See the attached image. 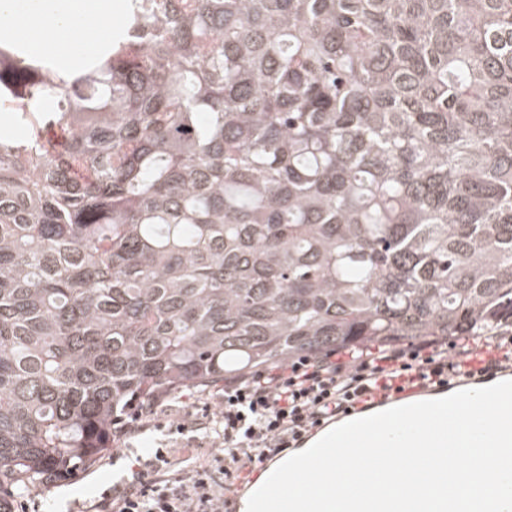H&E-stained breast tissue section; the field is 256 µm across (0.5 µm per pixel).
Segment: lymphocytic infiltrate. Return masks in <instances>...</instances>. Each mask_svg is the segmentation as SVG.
<instances>
[{
	"label": "lymphocytic infiltrate",
	"instance_id": "1",
	"mask_svg": "<svg viewBox=\"0 0 512 512\" xmlns=\"http://www.w3.org/2000/svg\"><path fill=\"white\" fill-rule=\"evenodd\" d=\"M469 345L447 352L423 340L384 350L350 349L302 356L288 363L224 379L211 418L223 449L211 464L167 479L170 458L156 449L145 470L112 501V512H224V496L245 469L256 467L301 442L306 433L349 412L362 396L392 388L396 379L424 381L460 372Z\"/></svg>",
	"mask_w": 512,
	"mask_h": 512
}]
</instances>
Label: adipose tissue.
Segmentation results:
<instances>
[{
  "label": "adipose tissue",
  "mask_w": 512,
  "mask_h": 512,
  "mask_svg": "<svg viewBox=\"0 0 512 512\" xmlns=\"http://www.w3.org/2000/svg\"><path fill=\"white\" fill-rule=\"evenodd\" d=\"M23 15L40 17L44 28L20 30L17 20ZM111 21L112 0H0V35L20 38L32 56L43 55L90 23Z\"/></svg>",
  "instance_id": "1"
}]
</instances>
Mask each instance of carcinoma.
<instances>
[{
	"instance_id": "carcinoma-1",
	"label": "carcinoma",
	"mask_w": 512,
	"mask_h": 512,
	"mask_svg": "<svg viewBox=\"0 0 512 512\" xmlns=\"http://www.w3.org/2000/svg\"><path fill=\"white\" fill-rule=\"evenodd\" d=\"M0 45V512L112 413L512 326V0H128Z\"/></svg>"
}]
</instances>
